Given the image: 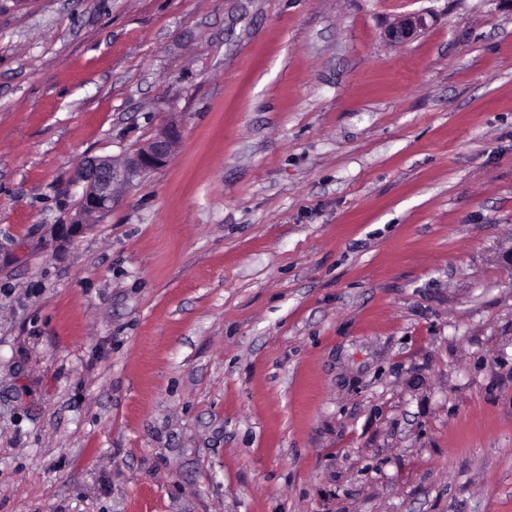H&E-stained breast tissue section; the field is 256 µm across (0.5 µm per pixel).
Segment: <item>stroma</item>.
<instances>
[{
  "label": "stroma",
  "mask_w": 512,
  "mask_h": 512,
  "mask_svg": "<svg viewBox=\"0 0 512 512\" xmlns=\"http://www.w3.org/2000/svg\"><path fill=\"white\" fill-rule=\"evenodd\" d=\"M511 246L512 0H0V512H512ZM425 26V18L413 13L395 22L388 29V37L393 42L406 41L417 35ZM179 136L178 127L170 126L154 140L129 154L121 163L115 162L111 157H98L84 165L79 173L80 179L85 182L81 209L77 218L70 224H61L65 227L66 233L78 234L87 226L85 217L111 211L114 188L117 185L163 167Z\"/></svg>",
  "instance_id": "35a3bbf8"
}]
</instances>
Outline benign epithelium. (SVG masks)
I'll return each instance as SVG.
<instances>
[{
	"label": "benign epithelium",
	"instance_id": "benign-epithelium-1",
	"mask_svg": "<svg viewBox=\"0 0 512 512\" xmlns=\"http://www.w3.org/2000/svg\"><path fill=\"white\" fill-rule=\"evenodd\" d=\"M425 26V18L413 13L395 22L388 29V37L393 42L406 41ZM179 136L178 127L170 126L154 140L129 154L121 163L110 157H98L84 165L79 173L80 179L85 182L81 209L77 218L65 225L66 233L78 234L85 227L86 217L111 211L116 186L163 167Z\"/></svg>",
	"mask_w": 512,
	"mask_h": 512
}]
</instances>
